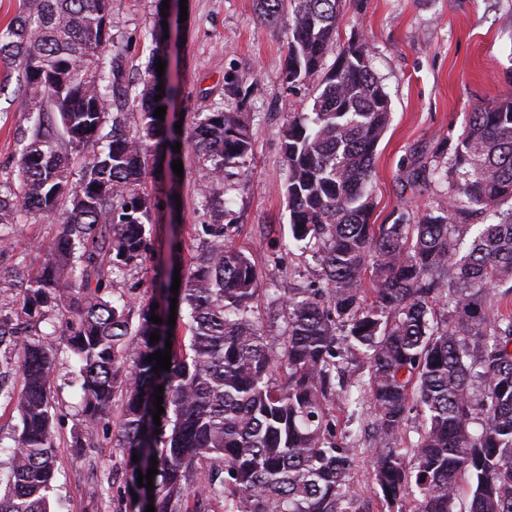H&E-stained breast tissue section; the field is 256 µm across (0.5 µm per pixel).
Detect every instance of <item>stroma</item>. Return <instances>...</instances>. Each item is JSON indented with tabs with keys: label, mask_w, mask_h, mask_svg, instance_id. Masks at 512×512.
Returning a JSON list of instances; mask_svg holds the SVG:
<instances>
[{
	"label": "stroma",
	"mask_w": 512,
	"mask_h": 512,
	"mask_svg": "<svg viewBox=\"0 0 512 512\" xmlns=\"http://www.w3.org/2000/svg\"><path fill=\"white\" fill-rule=\"evenodd\" d=\"M158 0H111L109 54L118 56L131 80H139L152 59L150 31ZM188 18L173 23L166 67L177 94L170 108L181 119L184 142L177 183L179 207L153 182L150 195L155 225L147 236L149 260L114 276L112 292L130 298L133 308L158 298L157 272L168 263L171 242L183 258L196 256L201 227L224 224L228 238L256 265L263 290L253 302L266 332H282L278 298L299 283L318 287L320 267L312 248L294 241L280 193L285 171L281 129L287 114L310 107L316 84L283 80L288 32L260 20L256 0H187ZM340 42L366 41L372 68L391 101V120L377 148L370 185L376 223L389 224L399 212L420 219L448 204V189L433 177L412 181L414 169L429 164L439 142L458 139L473 108L512 93V0H345L338 21ZM255 81L258 92L247 110L256 131L252 153L223 184L212 181L208 163L190 140L206 113L231 107L224 93L228 72ZM33 122L16 69L0 62V194L17 182L21 140ZM59 232L56 216L18 212L14 224L0 228V303L20 293V280L37 276ZM74 359L59 350L54 385L58 470L52 512H119L122 454L118 431L95 433L85 447L71 445L81 429L80 391L69 383ZM330 411L339 428L354 434L361 448L354 489L365 512H381L371 489L374 447L370 405L335 402Z\"/></svg>",
	"instance_id": "1"
}]
</instances>
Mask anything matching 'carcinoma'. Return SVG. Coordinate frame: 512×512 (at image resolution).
Returning <instances> with one entry per match:
<instances>
[{
    "label": "carcinoma",
    "instance_id": "1",
    "mask_svg": "<svg viewBox=\"0 0 512 512\" xmlns=\"http://www.w3.org/2000/svg\"><path fill=\"white\" fill-rule=\"evenodd\" d=\"M257 2L266 21L289 16L284 81L316 78L319 90L310 111L283 125L281 193L294 240L317 245L322 287L288 289L280 336L258 320L261 274L222 224L201 225V252L178 294L166 288L176 315L188 310V337H167L170 308L144 305L134 326L130 302L113 297L112 275L147 259L152 218L140 187L150 157L175 156L177 138L154 117L174 88L152 67L133 96L136 127L112 111L128 85L106 54L109 0H25L0 45L37 115L17 160L18 186L0 197V226L21 209L60 217L41 273L21 283L19 307L0 305V400L20 421L0 512H50L62 344L79 362L84 429L74 447L110 431L108 413L120 407L118 447L137 512L151 503L155 512H204L205 500L222 512H360L353 479L361 451L347 432L336 435L329 410L345 391L343 344L367 359L353 403L375 410L371 481L384 512H512V312L492 304L496 294L512 297V95L476 108L457 143L441 142L432 168L412 173L414 182L428 173L447 184L448 207L415 224L404 213L375 224L367 188L391 107L369 45H337L343 0ZM256 91L225 76L235 110L195 123L191 141L215 183L252 152L246 107ZM93 142L102 149L71 182L68 154ZM485 215L494 221L469 236ZM75 296L82 305L61 314L59 335L39 334L40 317ZM154 314L163 324L149 321ZM168 338L170 371L154 372L148 356L166 350ZM11 371L22 379L18 391ZM413 410L424 425L412 448H400ZM151 467L149 492L135 479Z\"/></svg>",
    "mask_w": 512,
    "mask_h": 512
}]
</instances>
